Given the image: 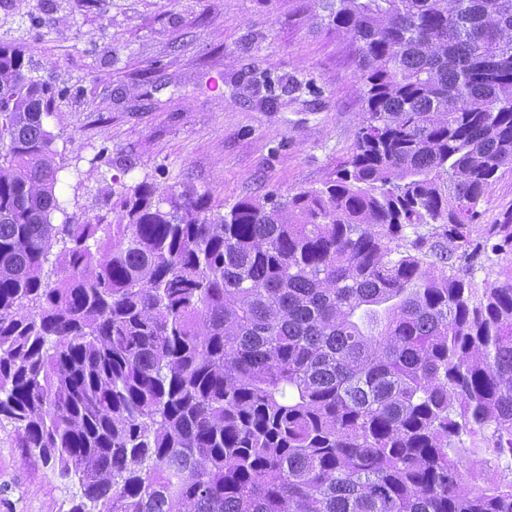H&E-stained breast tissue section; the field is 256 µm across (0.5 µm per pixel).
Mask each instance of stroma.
Returning <instances> with one entry per match:
<instances>
[{
    "instance_id": "35a3bbf8",
    "label": "stroma",
    "mask_w": 512,
    "mask_h": 512,
    "mask_svg": "<svg viewBox=\"0 0 512 512\" xmlns=\"http://www.w3.org/2000/svg\"><path fill=\"white\" fill-rule=\"evenodd\" d=\"M0 40L60 92L44 120L56 224L111 215L113 192L144 180L215 206L281 198L335 180L355 151L350 45L294 0H59L31 20L1 7ZM81 497L0 431V512H70Z\"/></svg>"
}]
</instances>
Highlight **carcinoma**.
Segmentation results:
<instances>
[{
	"label": "carcinoma",
	"instance_id": "carcinoma-1",
	"mask_svg": "<svg viewBox=\"0 0 512 512\" xmlns=\"http://www.w3.org/2000/svg\"><path fill=\"white\" fill-rule=\"evenodd\" d=\"M296 2L351 43L354 154L223 213L142 181L53 223L55 91L0 41V430L71 512H512V264L473 283L512 213L472 238L512 0Z\"/></svg>",
	"mask_w": 512,
	"mask_h": 512
}]
</instances>
